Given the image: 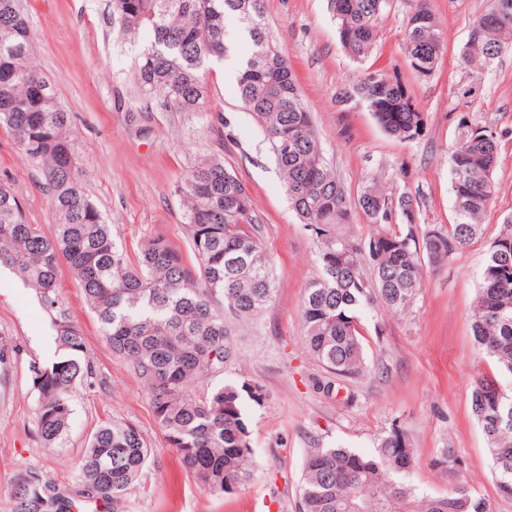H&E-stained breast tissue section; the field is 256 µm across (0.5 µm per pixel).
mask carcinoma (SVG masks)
<instances>
[{"mask_svg": "<svg viewBox=\"0 0 512 512\" xmlns=\"http://www.w3.org/2000/svg\"><path fill=\"white\" fill-rule=\"evenodd\" d=\"M403 49L411 69L428 78L444 51L441 24L429 0H408ZM390 0H330L346 53L373 51ZM118 33L143 40L134 70L137 94L170 112H203L206 69L229 52L226 20H237L251 52L237 74L239 97L262 130L292 209L316 239V272L304 288L301 316L309 352L331 374L362 377L368 370L360 311L376 305L410 311L423 288L424 268L447 264L482 231L495 193L501 134L459 123L448 164L455 222L441 230L414 221L417 198L376 177L350 200L325 160L312 113L285 52L270 35L264 0H110ZM512 49V0H488L472 22L462 54L486 66ZM32 35L21 0H0V128L10 132L44 178L54 214L52 231L26 221L18 197L0 184V269L34 290L49 317L62 356L32 366L37 432L48 448L66 445L77 387L96 385L82 330L70 318L58 278L74 275L96 314L112 353L146 386L154 420L185 471L204 492H230L250 477L253 450L244 400L264 404L261 386L224 382L235 362L238 327L257 322L273 304L277 281L257 234L246 186L216 156L199 159L175 186L195 262L160 237L138 243L136 261L112 238L90 199L69 137L71 117L31 62ZM364 102L382 129L401 140L426 123L406 87L369 72L340 90L336 101ZM361 211L371 232L343 227ZM475 343L496 372L472 382L471 410L487 440L500 496L512 498V395L497 375H512V225L489 244L469 315ZM198 386L192 392L189 387ZM152 449L138 428L114 420L91 434L77 467L75 493L124 512L128 491ZM413 450L393 429L370 453L312 448L303 466L300 512H488L465 485L420 495L410 480ZM15 512H65L68 501L35 469L18 478Z\"/></svg>", "mask_w": 512, "mask_h": 512, "instance_id": "obj_1", "label": "carcinoma"}]
</instances>
